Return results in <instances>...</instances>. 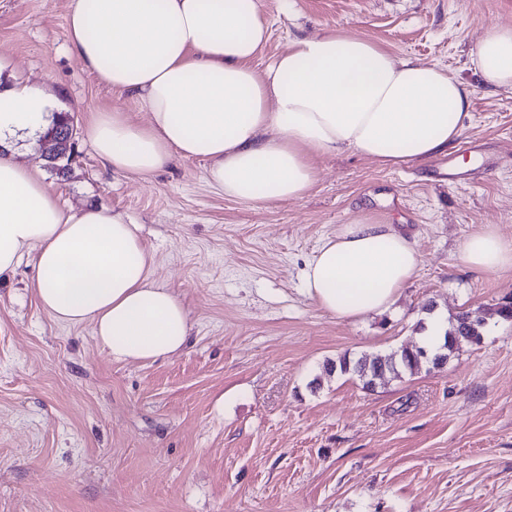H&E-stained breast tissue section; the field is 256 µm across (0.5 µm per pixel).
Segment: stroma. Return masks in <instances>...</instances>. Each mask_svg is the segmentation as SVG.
<instances>
[{"instance_id": "stroma-1", "label": "stroma", "mask_w": 512, "mask_h": 512, "mask_svg": "<svg viewBox=\"0 0 512 512\" xmlns=\"http://www.w3.org/2000/svg\"><path fill=\"white\" fill-rule=\"evenodd\" d=\"M70 0H0V54L54 94L77 129L67 172L38 139L13 155L65 208L118 211L138 225L155 276L183 301L187 347L153 362L116 358L89 324L42 311L34 254L0 278V512H512V270L463 266L467 239H512V89L489 90L472 52L512 0H260L270 39L256 68L291 39L340 28L398 58L437 64L471 91V118L441 159L480 155L464 184L434 177L441 159L382 166L317 157L299 200L252 207L225 198L204 164L178 159L142 179L106 168L86 136L92 114L129 108L67 49ZM371 212L405 234L421 264L391 312L359 322L303 293L306 262ZM481 310L488 330L442 367L384 375L371 388L333 370L417 346L427 305Z\"/></svg>"}]
</instances>
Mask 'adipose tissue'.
I'll return each mask as SVG.
<instances>
[{"label":"adipose tissue","mask_w":512,"mask_h":512,"mask_svg":"<svg viewBox=\"0 0 512 512\" xmlns=\"http://www.w3.org/2000/svg\"><path fill=\"white\" fill-rule=\"evenodd\" d=\"M269 39L259 0H70L67 42L90 72L124 96L127 112H96L86 134L113 172L146 177L176 158L206 164L226 198L266 204L304 197L316 154L382 164L426 161L459 139L467 85L436 65L394 57L341 29L296 37L264 69ZM486 87L512 89V28L489 26L474 51ZM52 99L17 82L0 90V145L44 131ZM35 249L39 307L67 325L91 324L122 360L148 362L188 343L189 313L159 282L138 227L104 207L64 209L33 167L0 156V276ZM487 273L512 269V240L487 226L461 254ZM421 256L391 225L363 218L307 262L304 293L345 320L390 310Z\"/></svg>","instance_id":"ef3b65f1"}]
</instances>
